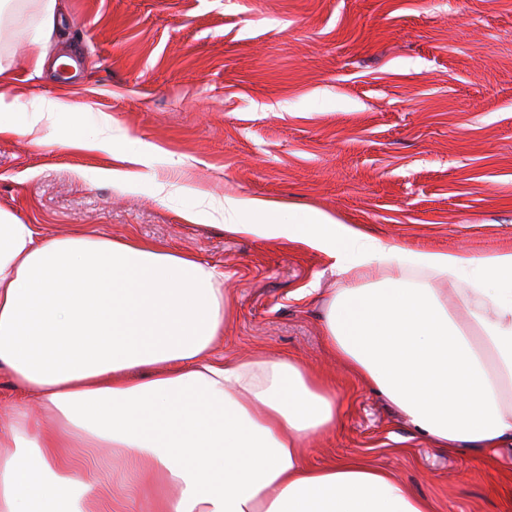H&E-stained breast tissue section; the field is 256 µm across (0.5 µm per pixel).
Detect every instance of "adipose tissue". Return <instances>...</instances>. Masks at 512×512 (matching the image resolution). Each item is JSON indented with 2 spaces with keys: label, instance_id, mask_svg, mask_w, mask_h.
<instances>
[{
  "label": "adipose tissue",
  "instance_id": "obj_1",
  "mask_svg": "<svg viewBox=\"0 0 512 512\" xmlns=\"http://www.w3.org/2000/svg\"><path fill=\"white\" fill-rule=\"evenodd\" d=\"M8 71L0 63V136L73 111L26 97ZM211 206L225 231L331 259L329 350L419 432L491 463L512 449V250L407 249L257 197ZM217 278L134 238H47L0 209V372L21 393L0 426V512H433L361 460L308 462L309 437L336 422V386L293 358L215 359Z\"/></svg>",
  "mask_w": 512,
  "mask_h": 512
}]
</instances>
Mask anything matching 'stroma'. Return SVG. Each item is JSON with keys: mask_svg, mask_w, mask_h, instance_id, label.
<instances>
[{"mask_svg": "<svg viewBox=\"0 0 512 512\" xmlns=\"http://www.w3.org/2000/svg\"><path fill=\"white\" fill-rule=\"evenodd\" d=\"M43 45L77 57L68 73L28 59L30 35L0 31L26 96L67 98L56 137L112 117L116 150L152 144L141 189L98 170L106 154L0 138V209L44 236L81 229L136 236L222 273L223 354L300 359L334 378L339 417L310 459H360L428 499L434 512H502L512 453L437 448L324 344L302 288L335 287L327 255L297 242L183 219L201 193L309 206L415 250H512V0H58ZM168 182L154 196L153 180Z\"/></svg>", "mask_w": 512, "mask_h": 512, "instance_id": "stroma-1", "label": "stroma"}]
</instances>
